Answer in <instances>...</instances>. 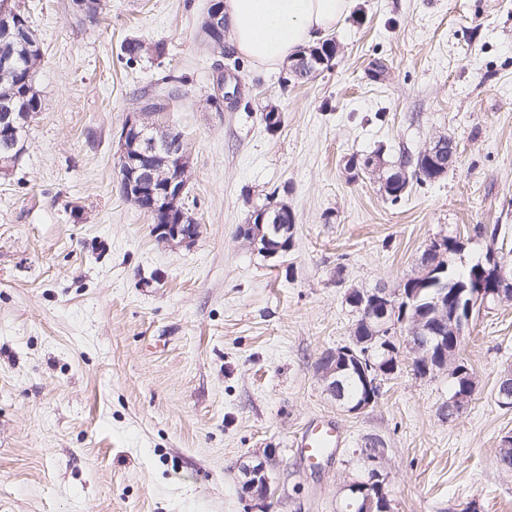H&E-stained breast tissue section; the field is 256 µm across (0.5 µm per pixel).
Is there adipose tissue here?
Returning <instances> with one entry per match:
<instances>
[{
  "label": "adipose tissue",
  "instance_id": "ef3b65f1",
  "mask_svg": "<svg viewBox=\"0 0 512 512\" xmlns=\"http://www.w3.org/2000/svg\"><path fill=\"white\" fill-rule=\"evenodd\" d=\"M350 8L351 0H224V21L233 47L271 68L334 30Z\"/></svg>",
  "mask_w": 512,
  "mask_h": 512
}]
</instances>
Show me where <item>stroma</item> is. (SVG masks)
I'll list each match as a JSON object with an SVG mask.
<instances>
[{
	"label": "stroma",
	"instance_id": "35a3bbf8",
	"mask_svg": "<svg viewBox=\"0 0 512 512\" xmlns=\"http://www.w3.org/2000/svg\"><path fill=\"white\" fill-rule=\"evenodd\" d=\"M208 3L102 0L95 24L71 0L11 2L40 46L45 107L0 176V512H340L369 437L391 512H512L498 462L512 407L497 397L512 300L473 316L461 355L476 390L458 415L448 375H415L405 347L358 414L316 369L351 341L349 290L398 288L445 236L462 244L453 265L475 263L477 224L512 250V0H353L331 66L287 86L283 68L207 46ZM129 39L145 53L128 58ZM166 76L179 94L161 120L187 150L199 226L188 246L158 242L119 187L120 132ZM221 76L236 101H220ZM440 135L455 165L391 201L383 177ZM379 149V175L348 169ZM273 193L295 217L275 262L238 233ZM320 418L346 444L313 465L292 443ZM248 467L269 494L246 489Z\"/></svg>",
	"mask_w": 512,
	"mask_h": 512
}]
</instances>
